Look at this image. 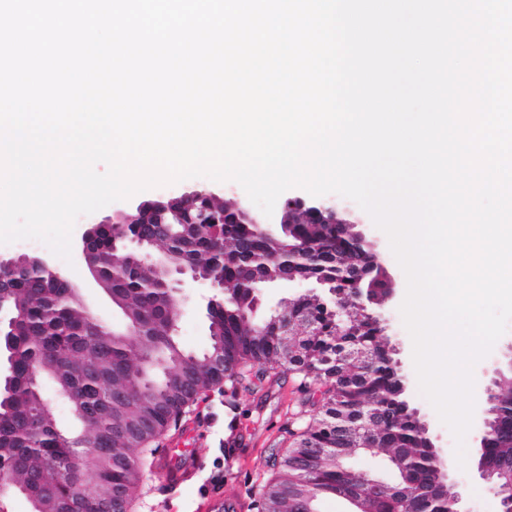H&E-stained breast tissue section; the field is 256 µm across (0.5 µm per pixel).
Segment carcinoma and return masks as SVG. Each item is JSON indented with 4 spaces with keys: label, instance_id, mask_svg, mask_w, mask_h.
Masks as SVG:
<instances>
[{
    "label": "carcinoma",
    "instance_id": "1",
    "mask_svg": "<svg viewBox=\"0 0 512 512\" xmlns=\"http://www.w3.org/2000/svg\"><path fill=\"white\" fill-rule=\"evenodd\" d=\"M209 204L224 212V248L204 234L186 232L182 224L170 225L160 247L173 262L224 272V303L208 311L210 334L224 348L221 371L206 354L184 350L169 331L177 302L148 261L125 264L107 281L112 306L136 334V347L105 327L88 335L80 301L51 274L29 268L5 274L0 286L12 295L20 316L0 338L7 361L0 376V499L16 492L30 501L54 500L57 512H109L103 493L115 487L126 492L133 508L134 489L153 454L150 445L175 415L218 379L234 387L256 367L263 373L292 369L302 381L326 387L322 409L289 447L276 450L260 490L263 506L296 512L298 488L312 499L314 512L330 497L347 502L350 512H447L434 452L406 400L405 379L390 362L383 326L355 304L357 285L349 272L364 266L360 241L339 226L307 224L299 216L295 229L310 258H297L294 238L254 235L236 221L233 205L217 196ZM285 275L321 282L345 300L344 314L314 294L291 301L289 311L310 319L315 329L298 337L297 359L285 354L276 329L268 319H256L251 308V289L281 282ZM335 345L363 350L371 362L340 363L331 352ZM46 379L65 383L67 390L56 391L78 421L76 430H64L50 410ZM148 381L151 393L143 398L140 390ZM113 388L128 392L126 415L150 421L145 433L132 438L120 432L126 415L107 411ZM495 392L497 413L482 451L489 461L512 468V376L500 380ZM369 412L373 427L360 437H347L331 425L338 415L357 424ZM313 448L332 453L313 457ZM364 455L393 465L376 492L371 478L351 465ZM396 458L406 460L405 470L394 466Z\"/></svg>",
    "mask_w": 512,
    "mask_h": 512
}]
</instances>
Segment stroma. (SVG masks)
<instances>
[{
  "mask_svg": "<svg viewBox=\"0 0 512 512\" xmlns=\"http://www.w3.org/2000/svg\"><path fill=\"white\" fill-rule=\"evenodd\" d=\"M202 186L211 188L227 201L237 202L247 198L243 188L235 182L196 177L139 192L133 200L137 203L153 200L165 194L185 193ZM338 203L384 260L394 288L393 297L385 305L388 319L385 337L398 350L397 359L406 378L409 404L418 410L429 428L438 453L447 460L449 475L462 494L465 512H501L499 498L476 473L479 457L477 437L482 423L481 412L486 406L485 390L495 380L497 371L512 366V328L496 342L491 353L474 367L476 412L465 438L467 465L458 468L454 437L419 390L412 358V339L400 313L407 286L405 273L390 249L386 234L374 225L370 216L350 199L342 197ZM55 263L73 284L83 287L85 296L113 328L123 329L121 314L113 309L100 289L92 287L88 270L80 259L69 262L59 257ZM185 289L188 300L178 320L177 336L186 349L202 352L207 349L210 340L207 303L213 291L192 282L186 283ZM307 398L300 378L285 369L240 387L232 397L225 395L220 388L206 392L183 415L184 420L196 418L202 423L190 454L206 461L205 472L197 485L173 490L162 485L152 471H145L135 493V512H189L188 500L206 497L216 488L222 491L225 498H245L248 504L246 512H259V491L270 474V454L273 449L288 446L292 431L307 421Z\"/></svg>",
  "mask_w": 512,
  "mask_h": 512,
  "instance_id": "obj_1",
  "label": "stroma"
}]
</instances>
